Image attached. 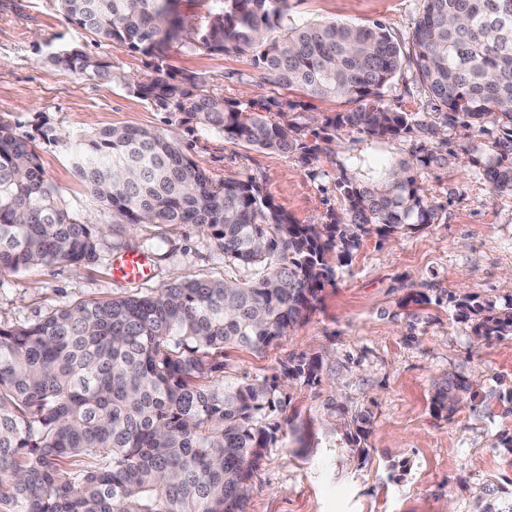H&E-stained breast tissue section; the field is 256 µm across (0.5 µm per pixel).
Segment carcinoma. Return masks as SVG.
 I'll use <instances>...</instances> for the list:
<instances>
[{"instance_id":"cac0c4a2","label":"carcinoma","mask_w":512,"mask_h":512,"mask_svg":"<svg viewBox=\"0 0 512 512\" xmlns=\"http://www.w3.org/2000/svg\"><path fill=\"white\" fill-rule=\"evenodd\" d=\"M64 16L118 49L151 59L128 89L182 122L256 150L290 153L308 165L338 132L387 142L413 133L411 158L358 180L340 165L341 214L297 224L260 183L217 182L165 136L106 128L78 139L73 168L124 224H194L243 276L185 275L161 290L63 304L38 321L0 324V512H246L250 482L279 441L286 401L280 384L227 379L224 349L262 350L319 301L325 283L351 262L362 239L431 224L420 171L439 161L451 126L491 124L489 153L472 162L492 191L512 192V0H424L410 58L415 80L448 112L436 121L396 112L382 90L405 55L381 22L296 23L289 0H214L197 25L183 0H59ZM185 53L250 50L265 79L313 97L361 106L325 115L314 130L290 119L297 102H228L201 77L169 69ZM52 62L87 77L109 64L77 48ZM102 227L83 224L45 174L26 138L0 120V273L33 265L79 267L96 256ZM478 339L512 337V297L500 307L473 295L449 297ZM321 359L288 362L283 379L320 381ZM462 385L437 389L453 413ZM345 447L364 457L371 415L334 403ZM98 462L81 467L80 457ZM480 512H512V492L486 484Z\"/></svg>"}]
</instances>
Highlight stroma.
I'll list each match as a JSON object with an SVG mask.
<instances>
[{
	"label": "stroma",
	"mask_w": 512,
	"mask_h": 512,
	"mask_svg": "<svg viewBox=\"0 0 512 512\" xmlns=\"http://www.w3.org/2000/svg\"><path fill=\"white\" fill-rule=\"evenodd\" d=\"M423 0H291L296 22L387 25L403 51ZM79 47L111 63L108 78H90L55 65L50 56ZM169 66L194 73L227 100L276 97L297 101V120L354 109L346 97L314 98L264 82L253 54H185L171 49ZM148 71L137 52L117 49L69 23L57 0H0V120L34 137L40 163L76 218L97 224L95 259L78 268L37 265L0 275V323L29 324L65 303L160 290L176 277L223 279L224 253L191 224L174 228L120 223L94 200L76 175L70 142L107 127L155 130L175 142L218 181L259 182L296 223L321 224L341 212L335 188L340 164L359 157L373 164L408 158L416 137L375 143L340 132L310 164L288 154L224 140L136 97L124 81ZM391 109L436 120L442 106L404 65L383 91ZM65 134L49 145L35 136L41 124ZM458 129L441 145V165L422 171L421 193L433 223L386 238L364 239L348 266L325 284L321 301L303 323L261 351L226 350L228 374L252 380L280 375L290 359L317 355L321 380L285 387L288 420L252 481L247 512H477L475 490L486 482L512 491V455L500 449L512 436V337L475 344L471 325L454 318L448 293L504 298L502 276L512 270V192H492L463 152ZM151 279L112 277L115 254L145 250ZM427 293L430 303L408 302ZM457 380L468 391L455 412L436 407L435 383ZM370 411L369 453L358 459L342 447L333 401Z\"/></svg>",
	"instance_id": "35a3bbf8"
}]
</instances>
